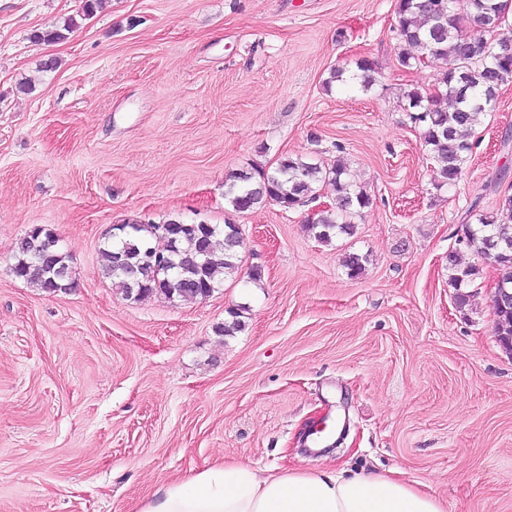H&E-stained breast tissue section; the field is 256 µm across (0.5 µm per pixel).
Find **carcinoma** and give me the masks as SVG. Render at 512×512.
<instances>
[{"label": "carcinoma", "mask_w": 512, "mask_h": 512, "mask_svg": "<svg viewBox=\"0 0 512 512\" xmlns=\"http://www.w3.org/2000/svg\"><path fill=\"white\" fill-rule=\"evenodd\" d=\"M500 10L502 6L496 0H397L398 65L411 69L428 52L437 59L449 55L456 61L455 67L442 73L439 79L441 95L451 101V110L438 107L435 95L417 89L407 92L404 104V110L417 113L416 120L422 124L421 139L439 166L443 187L453 186L461 178L479 116L492 110L498 90L492 69H497L506 80L512 78V50L504 48V44L512 42V34L482 29L487 17ZM76 26L77 19L71 17L62 26L40 31L34 38L56 43ZM355 65L357 73L353 79L362 90H369L374 82L375 62L363 58ZM347 171L340 159L335 166L323 169L300 157H285L271 173L242 172L227 179L224 198L239 213L265 202L292 209L312 196L319 182L331 180L336 186V208L319 212L307 224L315 238L328 243L339 234H352V216L370 205L367 193L346 179ZM178 223V218L165 221L163 226L153 223L150 231L132 224L130 231L106 244L104 273L126 298L200 299L218 287V273L238 269L240 236L236 225L202 222L193 231L169 229ZM40 231L39 236L29 232L20 240L12 272L47 292L51 276L62 273L67 281H72V267L69 257L58 248L49 251L42 260L34 259V245L53 234L44 227ZM458 244L494 259L500 282L511 291L512 195L500 200L496 213L480 214L476 224L464 225ZM151 254L170 258V272H156L154 265L147 262ZM118 257L136 271L135 277L116 273ZM448 268L453 270L451 281L458 288L472 282L478 274L471 266L459 267L454 251L448 253ZM496 335L501 341L512 338V308L497 311Z\"/></svg>", "instance_id": "carcinoma-1"}]
</instances>
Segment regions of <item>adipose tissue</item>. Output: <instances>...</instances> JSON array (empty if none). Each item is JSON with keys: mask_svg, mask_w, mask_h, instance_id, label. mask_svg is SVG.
Here are the masks:
<instances>
[{"mask_svg": "<svg viewBox=\"0 0 512 512\" xmlns=\"http://www.w3.org/2000/svg\"><path fill=\"white\" fill-rule=\"evenodd\" d=\"M136 512H447L402 476L299 467L269 474L224 460L165 486Z\"/></svg>", "mask_w": 512, "mask_h": 512, "instance_id": "obj_1", "label": "adipose tissue"}]
</instances>
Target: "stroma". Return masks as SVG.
I'll return each instance as SVG.
<instances>
[{
    "label": "stroma",
    "instance_id": "1",
    "mask_svg": "<svg viewBox=\"0 0 512 512\" xmlns=\"http://www.w3.org/2000/svg\"><path fill=\"white\" fill-rule=\"evenodd\" d=\"M82 3L0 0V512H133L224 458L293 468L322 421L345 435L324 466L403 471L448 512H512L497 265L458 248L471 203L512 194V81L442 188L402 95L455 61L399 68L396 0H102L67 39L34 40ZM362 57L371 89L330 83ZM284 156L344 159L372 199L353 234L306 229L336 205L328 182L289 210L233 211L226 178ZM174 217L237 225L238 270L204 300L126 299L103 274L113 225ZM36 226L73 288L13 275ZM453 250L478 270L462 308ZM233 311L242 330L219 334Z\"/></svg>",
    "mask_w": 512,
    "mask_h": 512
}]
</instances>
